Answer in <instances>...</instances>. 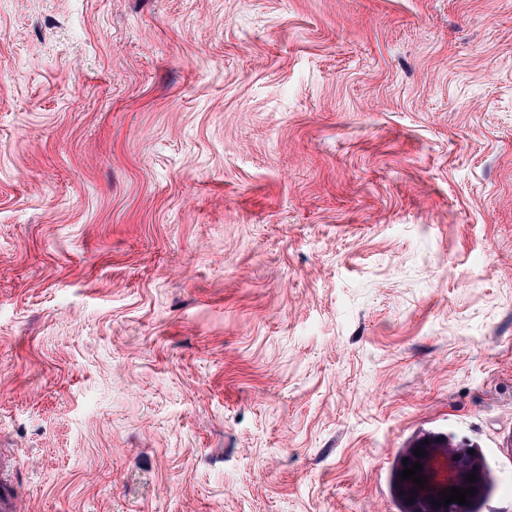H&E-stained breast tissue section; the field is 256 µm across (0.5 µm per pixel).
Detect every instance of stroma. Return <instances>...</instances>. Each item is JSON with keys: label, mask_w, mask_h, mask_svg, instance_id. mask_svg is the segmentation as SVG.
<instances>
[{"label": "stroma", "mask_w": 512, "mask_h": 512, "mask_svg": "<svg viewBox=\"0 0 512 512\" xmlns=\"http://www.w3.org/2000/svg\"><path fill=\"white\" fill-rule=\"evenodd\" d=\"M512 512V0H0L13 512ZM477 457L480 459L479 456ZM448 461L461 467L467 475H471L472 473L476 474V481L468 482L469 488L474 487L476 489L474 496H471V502L480 498L486 488V475L481 459L480 462H477L473 453H470L465 448H448ZM415 462H420V465H422V471H419V475H424V480H427V483L423 488L433 487L437 490L435 492H431L429 497L425 499V512H464L467 510V505H459L456 502L444 505V500H442L443 495H438V492L442 491H447V493H449L448 489L451 487L462 488V491L468 487L461 471L456 477L455 474L448 469V476L446 480L441 482L438 480L436 471L429 465V462L427 463V459L413 457L408 460L405 468H413L412 464ZM433 502H439V505L434 506Z\"/></svg>", "instance_id": "35a3bbf8"}]
</instances>
